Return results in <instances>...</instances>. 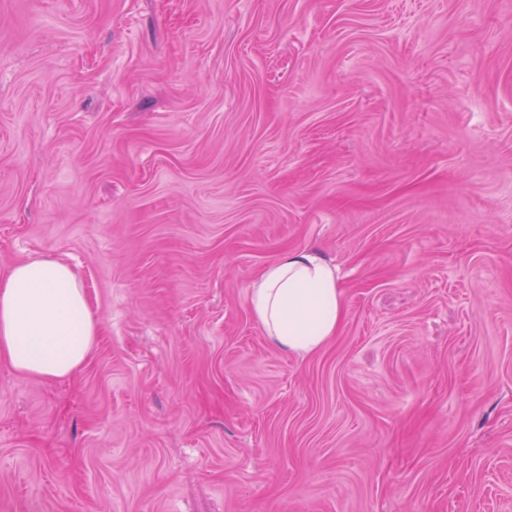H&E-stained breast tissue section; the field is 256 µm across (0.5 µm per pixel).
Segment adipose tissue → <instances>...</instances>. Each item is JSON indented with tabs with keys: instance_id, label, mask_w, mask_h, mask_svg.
Returning <instances> with one entry per match:
<instances>
[{
	"instance_id": "obj_1",
	"label": "adipose tissue",
	"mask_w": 512,
	"mask_h": 512,
	"mask_svg": "<svg viewBox=\"0 0 512 512\" xmlns=\"http://www.w3.org/2000/svg\"><path fill=\"white\" fill-rule=\"evenodd\" d=\"M249 308L278 349H321L345 316L336 266L313 249L281 254L253 282ZM100 336L73 268L57 259L21 261L0 272V362L36 380L73 377Z\"/></svg>"
}]
</instances>
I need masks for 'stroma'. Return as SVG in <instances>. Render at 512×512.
Returning <instances> with one entry per match:
<instances>
[{
	"mask_svg": "<svg viewBox=\"0 0 512 512\" xmlns=\"http://www.w3.org/2000/svg\"><path fill=\"white\" fill-rule=\"evenodd\" d=\"M336 264L318 353L248 308ZM102 328L0 362V512H512V0H0V271ZM248 305L276 348L299 355L321 349L345 316L336 265L313 249L281 254L253 282ZM100 336L80 279L57 259H32L0 272V362L36 380L73 377Z\"/></svg>",
	"mask_w": 512,
	"mask_h": 512,
	"instance_id": "stroma-1",
	"label": "stroma"
}]
</instances>
